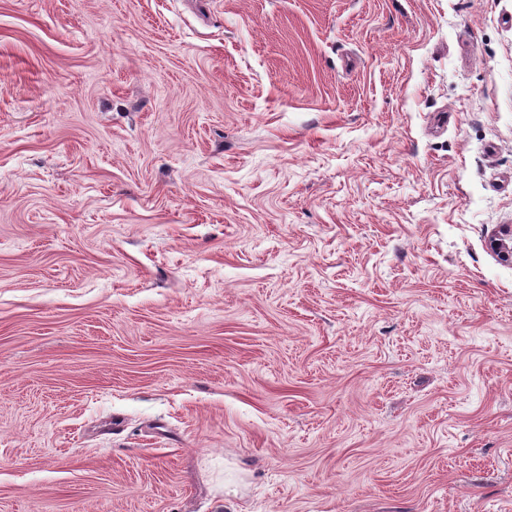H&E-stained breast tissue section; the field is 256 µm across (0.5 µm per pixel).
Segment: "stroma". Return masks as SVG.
Instances as JSON below:
<instances>
[{
    "label": "stroma",
    "mask_w": 512,
    "mask_h": 512,
    "mask_svg": "<svg viewBox=\"0 0 512 512\" xmlns=\"http://www.w3.org/2000/svg\"><path fill=\"white\" fill-rule=\"evenodd\" d=\"M512 0H0V512H512Z\"/></svg>",
    "instance_id": "stroma-1"
}]
</instances>
